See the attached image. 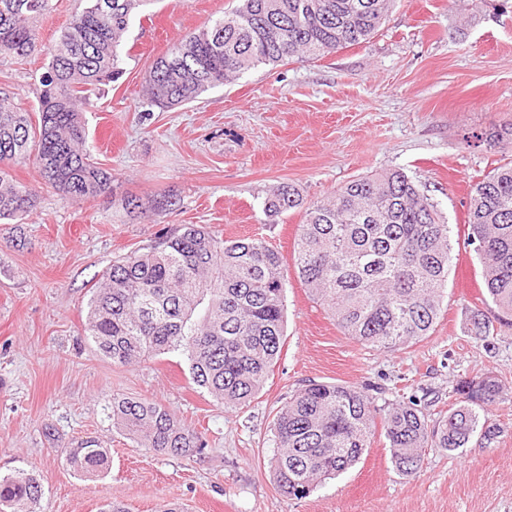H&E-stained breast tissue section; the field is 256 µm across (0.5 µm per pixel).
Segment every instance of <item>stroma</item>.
<instances>
[{
    "label": "stroma",
    "mask_w": 512,
    "mask_h": 512,
    "mask_svg": "<svg viewBox=\"0 0 512 512\" xmlns=\"http://www.w3.org/2000/svg\"><path fill=\"white\" fill-rule=\"evenodd\" d=\"M238 0H157L135 18L121 77L86 108L89 143L112 171L110 195L76 204L44 187L34 160L10 165L16 181L39 187L36 213L0 223V473L35 472L40 512H99L104 501L130 512H512V327L482 339L466 322L495 317L481 265L467 246L472 185L512 162V8L502 0H396L368 41L324 58L267 65L168 111L147 105L152 61ZM37 24V50L24 62L0 55V96L37 109L47 48L80 9L52 0ZM401 168L451 226L453 263L434 330L416 343L380 351L358 343L316 303L293 266L283 270L284 345L259 392L227 409L191 379L171 352L127 366L97 352L85 334L94 285L113 260L146 250L182 224L223 239L261 238L291 257L303 210L269 222L263 201L282 183L305 202L347 182ZM175 204L151 220L130 219L126 196ZM486 373L504 392L487 416L502 433L466 455L426 449L421 469L399 473L375 433L362 459L307 497L283 495L271 461L276 414L312 382L366 391L378 415L416 403L430 424L456 408L459 380ZM163 404L203 433L193 456L137 447L113 427L114 394ZM109 464L81 477L66 461L85 438Z\"/></svg>",
    "instance_id": "1"
}]
</instances>
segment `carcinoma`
<instances>
[{
  "label": "carcinoma",
  "instance_id": "cac0c4a2",
  "mask_svg": "<svg viewBox=\"0 0 512 512\" xmlns=\"http://www.w3.org/2000/svg\"><path fill=\"white\" fill-rule=\"evenodd\" d=\"M49 49L39 77V124L0 99V164L33 159L46 185L73 203L112 189L87 141L83 107L93 91L123 73L120 48L132 19L155 0H84ZM394 0H242L234 10L187 35L149 67L148 102L172 109L261 65L323 58L362 44L386 22ZM51 0H0V54L23 60L37 50L34 23ZM38 188L0 167V221H22L36 209ZM305 208L292 256L301 283L327 307L344 333L364 346L392 350L432 330L453 260L450 224L403 170L354 179L325 201L308 205L282 183L264 200L270 218ZM469 232L487 294L512 316V166L488 172L471 189ZM284 256L259 238L220 239L182 224L144 252L112 261L88 303L86 336L114 364L179 351L193 382L227 408L250 400L280 355L286 330ZM470 331L490 336L482 311ZM459 405L429 428L416 404L382 419L390 459L415 473L423 449L464 453L484 448L501 428L484 415L502 392L480 374L458 382ZM112 424L140 448L200 454L203 436L178 423L160 403L112 396ZM369 396L350 386L311 383L294 394L274 422L275 482L303 498L318 483L353 467L375 427ZM85 477L101 473L106 449L90 439L67 454ZM42 498L32 473L0 476V512H26Z\"/></svg>",
  "mask_w": 512,
  "mask_h": 512
}]
</instances>
